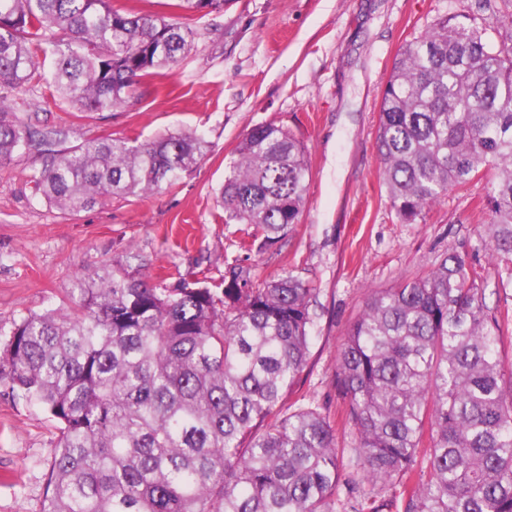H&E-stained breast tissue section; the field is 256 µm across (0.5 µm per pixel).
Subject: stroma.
<instances>
[{"mask_svg":"<svg viewBox=\"0 0 512 512\" xmlns=\"http://www.w3.org/2000/svg\"><path fill=\"white\" fill-rule=\"evenodd\" d=\"M177 0H112L184 23L193 50L142 84L111 112L86 114L47 98L41 87L11 93L31 126L84 140H146L178 128L205 134L202 163L147 197H115L64 214L39 202L30 176L35 154L0 168V330L62 304L78 273L133 249L153 279L200 263L220 280L247 263L256 281L293 272L317 290L310 370L290 399L329 415L337 445L351 448L348 405L336 387V359L372 292L430 270L446 253L468 250L497 288L491 253L474 232L488 219L491 177L451 189L416 223H402L381 178L376 147L382 92L394 58L438 19L470 15L495 45L512 47V0H226L192 16ZM290 129L307 148L310 178L298 224L267 252L241 244L253 226L228 224L216 194L243 135L257 125ZM512 308V288L498 290ZM58 425L40 405L0 384V512H41Z\"/></svg>","mask_w":512,"mask_h":512,"instance_id":"35a3bbf8","label":"stroma"}]
</instances>
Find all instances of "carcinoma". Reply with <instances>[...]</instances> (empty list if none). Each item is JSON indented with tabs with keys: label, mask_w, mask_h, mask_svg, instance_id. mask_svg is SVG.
Segmentation results:
<instances>
[{
	"label": "carcinoma",
	"mask_w": 512,
	"mask_h": 512,
	"mask_svg": "<svg viewBox=\"0 0 512 512\" xmlns=\"http://www.w3.org/2000/svg\"><path fill=\"white\" fill-rule=\"evenodd\" d=\"M224 2L177 7L205 17ZM193 47L190 28L112 0H0V167L36 153L34 196L64 213L174 183L205 158L203 134L70 145L22 121L8 93L41 83L80 112L111 111ZM376 140L404 223L494 174L477 234L512 285V48L438 20L396 58ZM308 179L294 134L251 128L217 198L224 223L256 226V251L269 250L299 223ZM148 266L128 251L87 270L67 307L23 317L0 348V381L59 425L42 512H512L509 310L489 304L468 252L371 294L347 329L336 385L362 503L354 480L340 498L328 416L287 404L309 365L316 288L291 271L256 284L239 265L218 282L195 264L154 283Z\"/></svg>",
	"instance_id": "carcinoma-1"
}]
</instances>
